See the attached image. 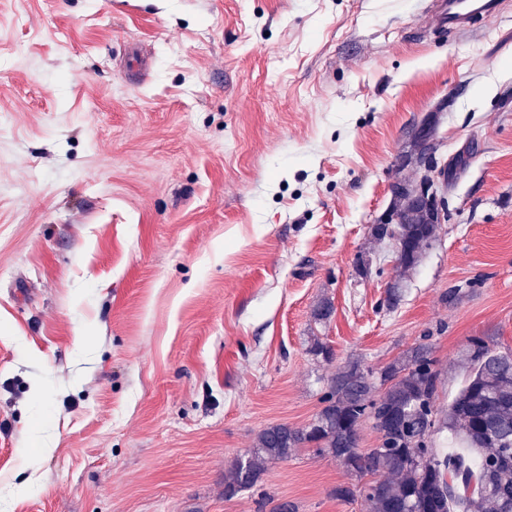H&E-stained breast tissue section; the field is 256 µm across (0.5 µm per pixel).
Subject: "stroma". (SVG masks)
<instances>
[{"label": "stroma", "mask_w": 512, "mask_h": 512, "mask_svg": "<svg viewBox=\"0 0 512 512\" xmlns=\"http://www.w3.org/2000/svg\"><path fill=\"white\" fill-rule=\"evenodd\" d=\"M436 25L423 0H0V512H367L310 448L229 500L224 472L348 361L428 344L442 420L468 337L512 352V0ZM432 115L439 163L475 153L403 273L369 227Z\"/></svg>", "instance_id": "stroma-1"}]
</instances>
